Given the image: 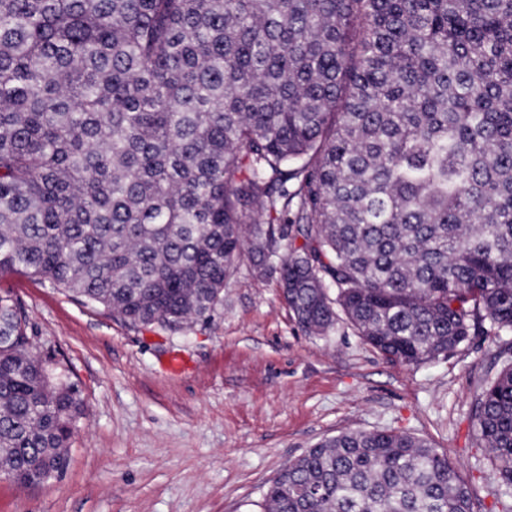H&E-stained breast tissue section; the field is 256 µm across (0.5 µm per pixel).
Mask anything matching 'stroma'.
Listing matches in <instances>:
<instances>
[{
	"instance_id": "1",
	"label": "stroma",
	"mask_w": 512,
	"mask_h": 512,
	"mask_svg": "<svg viewBox=\"0 0 512 512\" xmlns=\"http://www.w3.org/2000/svg\"><path fill=\"white\" fill-rule=\"evenodd\" d=\"M278 278L277 263L243 261L210 317L170 329L0 275V293L22 304L35 345L85 407L64 473L30 487L0 478V512H262L288 462L350 431L426 440L457 466L474 512H502L471 415L500 368L499 339L479 330L446 358L391 363L345 320L302 332Z\"/></svg>"
}]
</instances>
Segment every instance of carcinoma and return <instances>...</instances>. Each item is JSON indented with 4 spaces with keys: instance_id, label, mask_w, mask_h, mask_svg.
<instances>
[{
    "instance_id": "carcinoma-1",
    "label": "carcinoma",
    "mask_w": 512,
    "mask_h": 512,
    "mask_svg": "<svg viewBox=\"0 0 512 512\" xmlns=\"http://www.w3.org/2000/svg\"><path fill=\"white\" fill-rule=\"evenodd\" d=\"M278 258L310 335L386 359L512 331V0H0V273L133 326ZM285 254H278L282 241ZM473 417L512 494V343ZM0 296V476L61 475L84 406ZM263 512H474L437 448L316 444Z\"/></svg>"
}]
</instances>
